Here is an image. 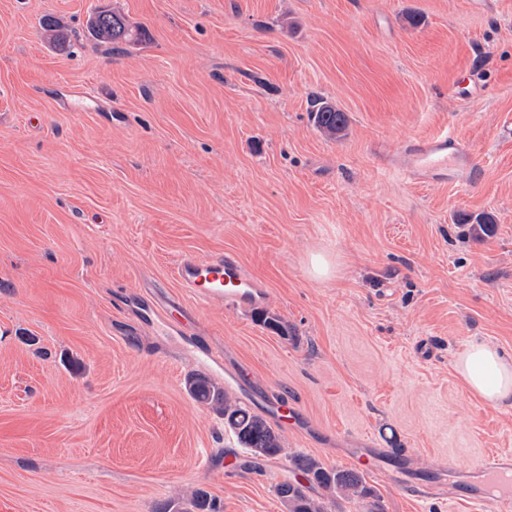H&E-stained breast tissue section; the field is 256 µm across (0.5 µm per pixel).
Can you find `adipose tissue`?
<instances>
[{"instance_id": "adipose-tissue-1", "label": "adipose tissue", "mask_w": 512, "mask_h": 512, "mask_svg": "<svg viewBox=\"0 0 512 512\" xmlns=\"http://www.w3.org/2000/svg\"><path fill=\"white\" fill-rule=\"evenodd\" d=\"M456 371L474 396L496 405L512 402V356L496 346L469 345Z\"/></svg>"}]
</instances>
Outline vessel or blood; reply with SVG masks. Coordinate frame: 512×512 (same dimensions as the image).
<instances>
[{"mask_svg":"<svg viewBox=\"0 0 512 512\" xmlns=\"http://www.w3.org/2000/svg\"><path fill=\"white\" fill-rule=\"evenodd\" d=\"M391 162L410 181L418 184L462 178L472 167L463 141L457 136H437L407 142ZM175 276L199 303L214 302L230 308H247L267 296L265 287L252 278L232 255L182 259ZM477 481L463 498L473 503H489L496 512H512V492L500 489L499 482L512 478V453L488 455L475 471Z\"/></svg>","mask_w":512,"mask_h":512,"instance_id":"vessel-or-blood-1","label":"vessel or blood"}]
</instances>
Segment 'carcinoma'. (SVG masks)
Here are the masks:
<instances>
[{
	"instance_id": "obj_1",
	"label": "carcinoma",
	"mask_w": 512,
	"mask_h": 512,
	"mask_svg": "<svg viewBox=\"0 0 512 512\" xmlns=\"http://www.w3.org/2000/svg\"><path fill=\"white\" fill-rule=\"evenodd\" d=\"M89 30L96 38L112 43L131 37L125 19L106 10L93 15ZM310 116L315 128L328 137L342 133L348 123L346 113L322 99L312 101ZM458 223L469 225V232L475 238L494 232V220L488 214L460 216ZM185 388L197 403L224 416V430L248 452L245 465L281 455L283 448L279 436L267 422L249 407L231 400L226 389L209 376L191 373L185 380ZM276 493L288 512H332L340 498L365 504L366 512H380L375 491L366 485L361 475L328 470L318 462L302 457L292 458L290 475L276 485ZM157 512H219V508L207 491L197 489L188 497L165 502Z\"/></svg>"
}]
</instances>
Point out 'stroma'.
<instances>
[{"label": "stroma", "instance_id": "35a3bbf8", "mask_svg": "<svg viewBox=\"0 0 512 512\" xmlns=\"http://www.w3.org/2000/svg\"><path fill=\"white\" fill-rule=\"evenodd\" d=\"M100 10L133 39L88 37ZM316 96L346 112L342 137L313 127ZM446 130L469 184L385 166ZM226 253L287 335L220 304L192 336L145 324L138 300L193 304L181 258ZM196 338L280 436L260 470L234 467L223 417L185 391ZM474 342L512 353V0H0V512H156L197 488L286 512L297 455L361 472L384 512H491L447 494L448 460L512 449V407L455 369ZM399 448L439 497L390 477ZM457 221L458 224H470L469 232L475 238L489 236L495 228V222L489 214L459 216Z\"/></svg>", "mask_w": 512, "mask_h": 512}]
</instances>
